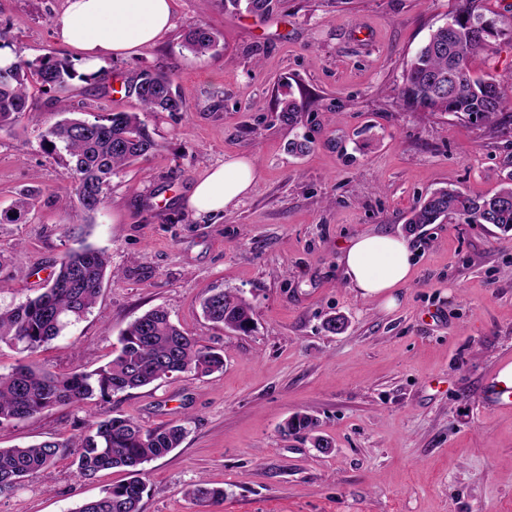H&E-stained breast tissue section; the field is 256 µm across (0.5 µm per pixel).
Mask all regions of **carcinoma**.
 <instances>
[{
	"instance_id": "obj_1",
	"label": "carcinoma",
	"mask_w": 512,
	"mask_h": 512,
	"mask_svg": "<svg viewBox=\"0 0 512 512\" xmlns=\"http://www.w3.org/2000/svg\"><path fill=\"white\" fill-rule=\"evenodd\" d=\"M277 0H224V10L244 11L262 19L273 11ZM479 0H459L450 13L448 28L438 27L409 61L403 77L400 103L415 112H444L494 122L507 102L512 87L493 79L476 78L469 60L492 41L512 40V21L478 5ZM493 19L498 29L477 27L480 18ZM217 43L216 33L199 23L185 34V44L204 55ZM97 82L98 74H77L71 62L48 56L36 67L18 60L0 75V130L11 127L30 111L32 84L62 91L69 81ZM125 94L138 101L141 110L174 114L184 102L166 74L142 69L125 75ZM276 111L288 123L300 112L295 99L278 100ZM51 144L60 143L68 155L66 175L76 201L87 213L96 212L105 200V189L120 168L161 149L137 112L107 111L94 120L65 119L46 132ZM34 205V196L21 195L14 210L0 212V224L12 223L16 215ZM462 218L468 224H492L502 232L512 231V172L491 195L472 198L457 190L438 189L419 199L410 211V232L445 219ZM108 258L105 250L83 246L68 251L52 280L37 296L11 309H0V345L34 353L53 340L71 323L82 319L95 306L102 290ZM202 310L211 322L247 333L253 324L254 306L230 291H215L203 298ZM224 367V356L176 325L167 310L155 307L136 317L122 332L120 348L104 365L90 372L48 375L29 364L19 363L0 374V425L20 421L58 406L79 404L97 396L148 386L174 373L211 374ZM317 423L306 413L288 419L284 431L304 433L323 452L324 438L316 434ZM186 434L182 424L146 429L123 416L90 423L77 439L48 440L28 447L0 448V494L11 492L27 478L53 466L67 448L76 449L73 465L77 475L90 479L99 471L119 468L129 478L105 489L96 499L84 502L74 512H141L145 484L142 466L179 447ZM193 501L207 506L224 501V490L200 482L186 490Z\"/></svg>"
}]
</instances>
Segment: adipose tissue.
<instances>
[{"label": "adipose tissue", "instance_id": "ef3b65f1", "mask_svg": "<svg viewBox=\"0 0 512 512\" xmlns=\"http://www.w3.org/2000/svg\"><path fill=\"white\" fill-rule=\"evenodd\" d=\"M172 26L171 0H66L55 35L98 72L107 61L134 56L154 44ZM257 178L252 158L227 159L196 179L187 206L198 217L224 213L251 194ZM411 257L409 243L399 236L364 234L343 249L341 264L360 297L384 300L392 308L394 289L409 278Z\"/></svg>", "mask_w": 512, "mask_h": 512}]
</instances>
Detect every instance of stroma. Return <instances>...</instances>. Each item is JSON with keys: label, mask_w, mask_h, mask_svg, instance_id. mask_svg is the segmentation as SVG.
I'll list each match as a JSON object with an SVG mask.
<instances>
[{"label": "stroma", "mask_w": 512, "mask_h": 512, "mask_svg": "<svg viewBox=\"0 0 512 512\" xmlns=\"http://www.w3.org/2000/svg\"><path fill=\"white\" fill-rule=\"evenodd\" d=\"M172 2L173 28L108 61L105 83L73 80L61 107L33 86L34 108L0 130V211L38 194L27 215L0 224V307L35 297L83 245L106 249L118 272L89 314L36 353L1 346L0 373L20 361L51 375L93 370L158 306L220 350L224 368L0 426V448L66 440L120 414L186 428L179 448L145 464L142 512H512V409L482 404L490 374L512 360V232L457 220L405 231L431 191L484 195L512 171V105L476 125L398 100L407 62L457 0H281L261 20L221 0ZM64 9L0 0L9 53L33 64L68 56L53 35ZM201 22L219 38L203 56L183 45ZM469 67L512 86V42H493ZM139 69L169 75L184 111L143 114L161 149L114 174L97 212L63 206L67 155L49 147L47 129L103 107L137 111L113 88ZM288 93L302 107L296 124L276 110ZM304 137L310 152H291ZM234 156L254 159L255 190L223 215L195 217L193 183ZM368 233L412 245L391 309L349 288L339 262ZM222 289L254 304L250 333L204 318L202 298ZM332 315L345 331L324 330ZM298 412L316 419L331 453L283 432ZM71 461L0 495V512H74L126 478L110 469L86 481ZM201 481L223 488V503L186 498Z\"/></svg>", "instance_id": "stroma-1"}]
</instances>
